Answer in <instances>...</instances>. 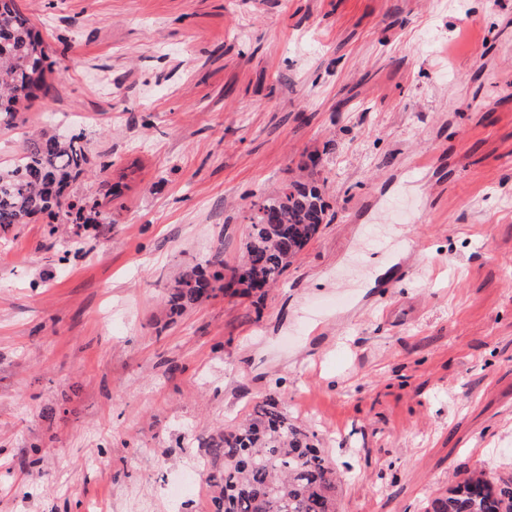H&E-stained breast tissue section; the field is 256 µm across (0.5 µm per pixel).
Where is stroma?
<instances>
[{"label": "stroma", "instance_id": "35a3bbf8", "mask_svg": "<svg viewBox=\"0 0 512 512\" xmlns=\"http://www.w3.org/2000/svg\"><path fill=\"white\" fill-rule=\"evenodd\" d=\"M56 65L0 128L83 132L106 224L0 227V512H213L208 442L267 396L342 512L512 482V0H19ZM319 159L327 222L264 299L170 315ZM387 280H341L385 226Z\"/></svg>", "mask_w": 512, "mask_h": 512}]
</instances>
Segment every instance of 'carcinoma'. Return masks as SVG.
<instances>
[{"label":"carcinoma","mask_w":512,"mask_h":512,"mask_svg":"<svg viewBox=\"0 0 512 512\" xmlns=\"http://www.w3.org/2000/svg\"><path fill=\"white\" fill-rule=\"evenodd\" d=\"M54 61L40 31L17 0H0V127L10 126L35 90L46 84ZM90 165L84 136L42 133L26 140L22 153L0 168V227L28 224L39 214L66 208L72 224L106 220L96 201L69 200L70 184ZM330 204L316 172L290 179L271 193L254 196L241 262L223 275L217 252L185 270L166 298L172 315L207 299L213 283L228 277L233 293L261 296L276 284L318 234ZM215 512H339L337 473L317 446L315 434L296 425L279 397L255 405L238 425L224 428L210 448ZM425 512H512V486H499L484 470L443 495Z\"/></svg>","instance_id":"cac0c4a2"}]
</instances>
